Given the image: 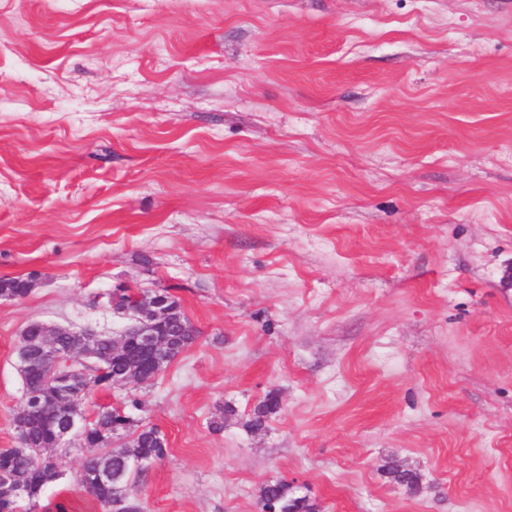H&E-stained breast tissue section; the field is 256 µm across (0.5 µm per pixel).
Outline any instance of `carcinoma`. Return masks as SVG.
Segmentation results:
<instances>
[{"label": "carcinoma", "instance_id": "1", "mask_svg": "<svg viewBox=\"0 0 512 512\" xmlns=\"http://www.w3.org/2000/svg\"><path fill=\"white\" fill-rule=\"evenodd\" d=\"M31 290V280L20 277L0 279V297L22 299ZM198 331L190 325L187 317L170 327L168 340L173 356H178L186 347L194 343ZM54 341L58 347L68 349L81 344L87 345L95 357L86 362L99 365L100 374L95 384L112 386V371L126 367V364H142L135 352L128 355V363L112 361V337L94 336H22L19 344L32 352L40 351L41 344ZM26 389L40 400L27 415L16 414L14 424L24 422L28 426L29 447L5 448L0 450V485H18L26 494L14 502L0 499V512H19L20 503L28 505L27 512L40 508V499L47 484L57 480L60 473L53 456L48 449L56 446L57 430L68 424V419L54 413L57 396L50 385L49 369L36 365L21 373ZM276 408V400L267 398L254 410L249 426L262 427L265 419ZM120 424L119 430H129L132 421L118 409L107 408L99 411L93 421L87 423L88 434L84 442L88 444L82 470V485L85 491L101 506L105 512H112L117 501L126 498L131 480L133 464L140 458L162 459L166 456V446L160 442L157 429L145 427L131 435L129 445L114 449L110 447L113 437V425ZM106 472L110 481L101 483L99 474ZM261 512H319V506L309 497L300 496L293 486L279 481L266 485L261 493Z\"/></svg>", "mask_w": 512, "mask_h": 512}]
</instances>
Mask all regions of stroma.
<instances>
[{
    "mask_svg": "<svg viewBox=\"0 0 512 512\" xmlns=\"http://www.w3.org/2000/svg\"><path fill=\"white\" fill-rule=\"evenodd\" d=\"M1 277L0 448L30 323L197 328L82 405L165 435L138 512H512V0H0ZM52 455L40 512H101ZM31 280L20 277L0 279V297L22 299L31 290ZM262 512H318L319 506L308 496H300L293 486L279 481L266 485L261 493Z\"/></svg>",
    "mask_w": 512,
    "mask_h": 512,
    "instance_id": "1",
    "label": "stroma"
}]
</instances>
